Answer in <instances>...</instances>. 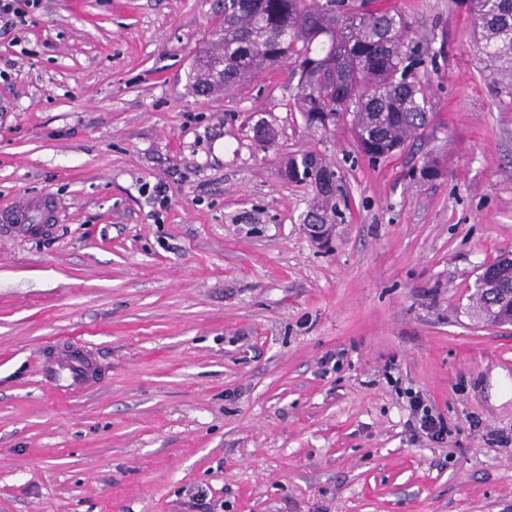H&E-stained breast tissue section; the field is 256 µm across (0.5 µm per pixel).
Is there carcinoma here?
<instances>
[{"instance_id": "1", "label": "carcinoma", "mask_w": 512, "mask_h": 512, "mask_svg": "<svg viewBox=\"0 0 512 512\" xmlns=\"http://www.w3.org/2000/svg\"><path fill=\"white\" fill-rule=\"evenodd\" d=\"M472 36L486 67L512 82V0H470ZM405 22L393 10L348 0H224V20L211 31L192 68L202 95L227 91L258 71L289 63L298 78L296 106L305 124L327 133L352 116L361 151L378 161L392 156L429 122V99L414 72L416 47L404 43ZM282 176L312 187L318 224L332 223L341 177L320 155L289 158ZM484 273L512 294V260Z\"/></svg>"}]
</instances>
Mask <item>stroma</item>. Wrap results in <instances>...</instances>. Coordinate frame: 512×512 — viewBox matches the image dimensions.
<instances>
[{"label":"stroma","mask_w":512,"mask_h":512,"mask_svg":"<svg viewBox=\"0 0 512 512\" xmlns=\"http://www.w3.org/2000/svg\"><path fill=\"white\" fill-rule=\"evenodd\" d=\"M379 5L431 111L375 163L349 121L306 126L285 68L192 93L224 0H39L0 35V210L61 207L0 223V512H195L189 486L223 512H512V325L472 312L512 254V89L468 0ZM307 150L347 193L325 245L280 172ZM70 352L86 389L42 377ZM409 405L418 423V434L428 440L443 439L448 435V426L444 420L425 405L418 395L410 397Z\"/></svg>","instance_id":"35a3bbf8"}]
</instances>
